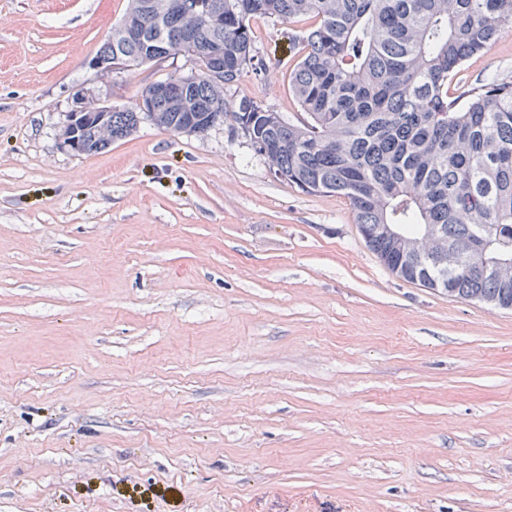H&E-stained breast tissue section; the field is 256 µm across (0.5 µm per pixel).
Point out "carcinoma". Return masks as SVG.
<instances>
[{"mask_svg": "<svg viewBox=\"0 0 512 512\" xmlns=\"http://www.w3.org/2000/svg\"><path fill=\"white\" fill-rule=\"evenodd\" d=\"M212 18L176 55L195 61L190 111L159 106L148 119L177 133L190 117L220 111L248 132L277 179L303 193L347 200L367 248L400 266L397 277L448 296L512 310V76L460 84L467 61L512 28V0H209ZM141 38L112 26V58L149 64L146 46L174 24L165 0H128ZM311 21L295 37L299 57L288 84L300 112L284 115L224 87L264 68L252 20ZM224 75L208 77L210 51ZM135 109L77 122L79 153L128 138ZM385 224L398 237L379 232ZM469 250L459 265L448 257Z\"/></svg>", "mask_w": 512, "mask_h": 512, "instance_id": "obj_1", "label": "carcinoma"}]
</instances>
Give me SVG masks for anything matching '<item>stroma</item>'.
Instances as JSON below:
<instances>
[{"label": "stroma", "instance_id": "stroma-1", "mask_svg": "<svg viewBox=\"0 0 512 512\" xmlns=\"http://www.w3.org/2000/svg\"><path fill=\"white\" fill-rule=\"evenodd\" d=\"M127 0H0V512H512V311L403 281L230 124L59 145ZM297 111L305 22L257 19ZM512 75V29L465 84Z\"/></svg>", "mask_w": 512, "mask_h": 512}]
</instances>
